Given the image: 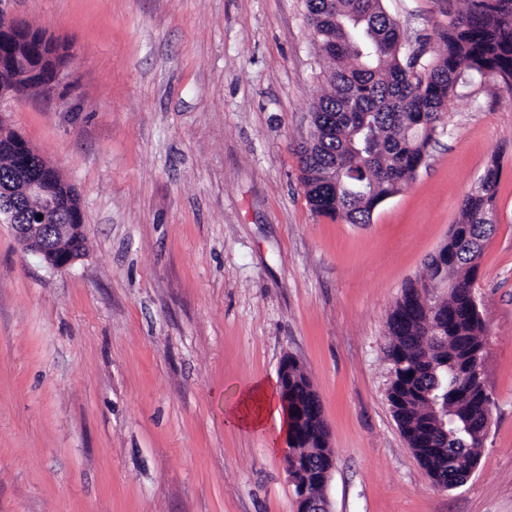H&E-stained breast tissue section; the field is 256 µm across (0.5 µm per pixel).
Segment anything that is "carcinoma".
<instances>
[{
	"mask_svg": "<svg viewBox=\"0 0 512 512\" xmlns=\"http://www.w3.org/2000/svg\"><path fill=\"white\" fill-rule=\"evenodd\" d=\"M316 47L328 62L322 93L311 106L313 132L299 147L301 179L313 212L347 224H369L374 206L399 193L425 165L442 112L455 88L473 74L489 73L512 94V0H467L448 14L442 53L405 54L397 21L382 0H305ZM24 159L13 162L0 143V189L16 183ZM500 166L482 188L467 194L459 221L439 255L427 257L428 280L409 282L388 318L387 358L393 377L388 401L408 447L439 485L464 483L479 459L483 401H491L476 345L483 323L473 292L482 250L495 230L484 221L494 207ZM57 204L50 224H73L75 190L48 181ZM15 222L27 223L36 204L13 201ZM448 284L437 296L430 283ZM288 394L314 397L312 384L289 359ZM292 451L306 460L305 482L331 465L324 420L308 418Z\"/></svg>",
	"mask_w": 512,
	"mask_h": 512,
	"instance_id": "1",
	"label": "carcinoma"
}]
</instances>
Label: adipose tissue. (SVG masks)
<instances>
[{"mask_svg": "<svg viewBox=\"0 0 512 512\" xmlns=\"http://www.w3.org/2000/svg\"><path fill=\"white\" fill-rule=\"evenodd\" d=\"M226 421L236 429L276 438L286 425L276 386L256 380L239 389L234 405L227 411Z\"/></svg>", "mask_w": 512, "mask_h": 512, "instance_id": "obj_1", "label": "adipose tissue"}]
</instances>
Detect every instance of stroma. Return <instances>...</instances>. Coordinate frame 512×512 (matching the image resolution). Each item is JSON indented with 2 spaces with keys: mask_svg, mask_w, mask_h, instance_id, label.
Instances as JSON below:
<instances>
[{
  "mask_svg": "<svg viewBox=\"0 0 512 512\" xmlns=\"http://www.w3.org/2000/svg\"><path fill=\"white\" fill-rule=\"evenodd\" d=\"M406 53L465 0H382ZM65 46L0 117L76 189L87 249L56 271L0 223V512H295L283 451L225 421L236 389L309 375L330 512H512V96L457 86L425 166L368 224L314 213L297 150L325 63L304 0H12ZM500 160L474 282L491 424L433 484L393 417L387 319Z\"/></svg>",
  "mask_w": 512,
  "mask_h": 512,
  "instance_id": "stroma-1",
  "label": "stroma"
}]
</instances>
